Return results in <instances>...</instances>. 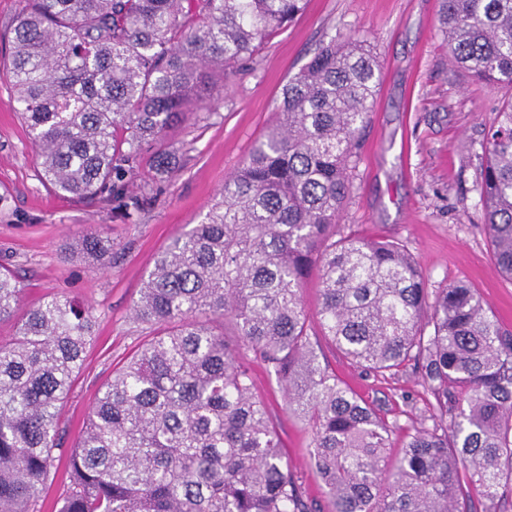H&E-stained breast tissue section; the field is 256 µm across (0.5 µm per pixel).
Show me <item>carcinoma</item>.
<instances>
[{"label": "carcinoma", "instance_id": "cac0c4a2", "mask_svg": "<svg viewBox=\"0 0 512 512\" xmlns=\"http://www.w3.org/2000/svg\"><path fill=\"white\" fill-rule=\"evenodd\" d=\"M307 0H21L9 104L53 193L124 195L145 144L151 178L176 172L168 132L210 108L226 70L253 57ZM453 62L512 91V0H443ZM379 84L369 46H321L282 89L277 118L220 198L142 280L133 317L150 325L99 390L67 462L58 512H484L512 501V331L463 283L429 291L405 246L344 235L336 218ZM482 149L480 204L492 257L512 280V94ZM91 230L67 254L104 266ZM317 270L319 335L384 374L412 364L432 425L388 453L394 427L320 361L304 283ZM0 269V512H41L56 474L58 417L96 335L64 294L20 310ZM234 322L236 343L224 337ZM311 433L309 497L254 392L251 361Z\"/></svg>", "mask_w": 512, "mask_h": 512}]
</instances>
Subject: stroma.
Instances as JSON below:
<instances>
[{
	"label": "stroma",
	"instance_id": "35a3bbf8",
	"mask_svg": "<svg viewBox=\"0 0 512 512\" xmlns=\"http://www.w3.org/2000/svg\"><path fill=\"white\" fill-rule=\"evenodd\" d=\"M441 0H308L304 13L235 65L209 111L176 126L169 137L181 163L157 183L132 217L114 203L64 198L43 185L26 127L0 79V264L17 271L23 305L64 293L89 306L96 340L65 402L59 446L69 449L113 368L151 332L132 307L144 274L205 206L273 121L283 86L332 36L350 33L377 56L380 84L359 135L352 190L338 219L341 232L401 241L429 288L463 281L476 288L512 329V280L497 270L479 203L481 144L506 91L477 81L449 60L439 31ZM96 230L112 239L107 265L65 257L63 243ZM322 356L363 400L395 423L399 453L423 419L430 398L412 367L381 377L351 364L330 345ZM290 465L314 498L319 482L308 465L310 435L288 413L275 376L252 365Z\"/></svg>",
	"mask_w": 512,
	"mask_h": 512
}]
</instances>
